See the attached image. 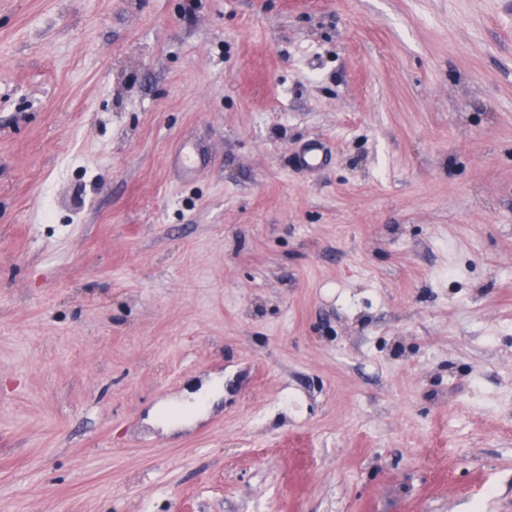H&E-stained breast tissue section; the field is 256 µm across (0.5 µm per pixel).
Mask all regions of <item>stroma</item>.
<instances>
[{"instance_id":"stroma-1","label":"stroma","mask_w":512,"mask_h":512,"mask_svg":"<svg viewBox=\"0 0 512 512\" xmlns=\"http://www.w3.org/2000/svg\"><path fill=\"white\" fill-rule=\"evenodd\" d=\"M0 512H512V0H0ZM224 387V378L214 376L210 381L204 383L199 389L197 398L198 402L202 398L203 393L205 395H209L211 393H217L221 391ZM198 402L194 405H188L180 402H168L162 403L157 407V417L164 427V429H176L181 427L182 425H188L192 423L195 419L202 416L204 411L198 409ZM181 412L184 416L179 420H171L168 418V415L171 412Z\"/></svg>"}]
</instances>
